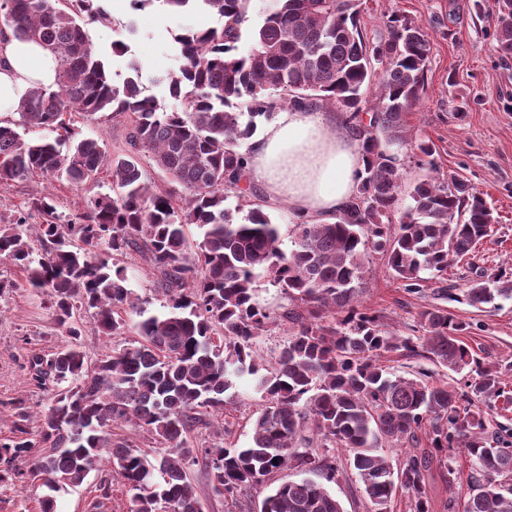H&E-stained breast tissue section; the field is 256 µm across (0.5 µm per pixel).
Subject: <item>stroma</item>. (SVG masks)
Listing matches in <instances>:
<instances>
[{"mask_svg": "<svg viewBox=\"0 0 512 512\" xmlns=\"http://www.w3.org/2000/svg\"><path fill=\"white\" fill-rule=\"evenodd\" d=\"M368 36L378 35L387 16L397 12L421 22L433 43L426 94L413 116L415 132L430 139L436 148L437 172L454 175L484 193L497 218L489 237L448 270V285L466 287L479 272H495L512 261V60L501 61L493 49L492 19L497 0H361ZM111 16L108 25L88 26L96 51L106 56L114 84L129 76V60L141 65L144 94L165 96L161 76L177 69L179 61L172 37L185 27L211 28L218 19L207 12L171 14L159 8L134 10L105 0ZM121 42L128 52L113 55L111 45ZM467 106L464 119H455L458 106ZM112 191L111 181L75 186L36 176L28 181L0 185V224L25 217L39 224L42 214L31 210L34 197L52 193L60 218L83 213L90 198ZM130 288L148 299L149 311L162 310L167 297L156 277L137 254L121 258ZM16 288L0 293V434L7 432L17 410L37 414L49 403V395L31 378L30 360L48 353L62 336L47 308L44 296L29 288L24 272L7 269ZM366 308L386 316L395 332L408 334L417 313L438 304L432 288L409 294L403 283L374 259L373 272L361 297ZM449 312L470 326L466 338L488 364L512 362V300L498 309H477L448 302ZM237 395L224 409L223 430L202 429L193 436L196 445L247 446L259 396L250 378L238 380ZM188 476L206 504L205 512H256V506L272 486L293 479L284 469L269 480L242 491L235 500L214 496L205 474L189 467Z\"/></svg>", "mask_w": 512, "mask_h": 512, "instance_id": "stroma-1", "label": "stroma"}]
</instances>
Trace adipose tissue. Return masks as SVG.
I'll return each mask as SVG.
<instances>
[{
	"instance_id": "1",
	"label": "adipose tissue",
	"mask_w": 512,
	"mask_h": 512,
	"mask_svg": "<svg viewBox=\"0 0 512 512\" xmlns=\"http://www.w3.org/2000/svg\"><path fill=\"white\" fill-rule=\"evenodd\" d=\"M57 61L40 44L0 41V113L16 111L28 91L56 81ZM362 168L358 146L336 115L288 109L250 140L248 179L268 200L284 201L296 219L333 222Z\"/></svg>"
}]
</instances>
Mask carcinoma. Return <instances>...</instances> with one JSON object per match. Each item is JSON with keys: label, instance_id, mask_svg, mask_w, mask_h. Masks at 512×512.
Listing matches in <instances>:
<instances>
[{"label": "carcinoma", "instance_id": "cac0c4a2", "mask_svg": "<svg viewBox=\"0 0 512 512\" xmlns=\"http://www.w3.org/2000/svg\"><path fill=\"white\" fill-rule=\"evenodd\" d=\"M103 2L0 0L11 35L40 44L58 66L54 85L22 99L19 120L0 121V183L40 175L79 185L107 166L113 191L66 224L51 194L31 202L46 223L0 224V261L27 273L66 337L32 357V380L51 392L50 403L35 421L17 412L0 436V487L38 479L47 489L40 512H55V493L107 462L131 494L129 512H204L186 465L201 466L226 500L286 467L300 479L277 485L258 512H346L327 484L351 476L367 512H392L400 492L411 512H430L426 475L436 469L448 484V512H512V429L495 420L498 401L512 405L502 380L512 364L484 363L464 341L468 324L446 307L419 312L414 335L400 336L360 299L376 254L409 293L429 278L440 298L472 307L512 299V262L458 293L446 286L448 267L492 232L482 193L455 176H429L402 204L399 152L434 166V144L414 137L410 122L432 52L422 25L392 14L371 41L358 0H276L254 25L248 0H131L135 10L206 8L220 20L174 36L180 65L165 78L166 100L143 95L135 61L133 76L112 83L85 31L110 23ZM245 34L252 45L243 53ZM494 40L499 57L512 59V0L499 2ZM285 105L339 110L363 161L335 222L290 225L286 249L272 205L245 180L257 120ZM76 114L122 119L126 150L110 157L99 140L77 137ZM33 128L57 136L19 133ZM142 156L184 195L153 192ZM190 226L199 231L194 242ZM131 252L156 275L166 311L146 315L128 288L118 257ZM263 282L288 296V309L276 315L257 302ZM83 311L104 337L123 335L128 319L140 317L142 341L88 363L76 343ZM278 321L288 338L266 358L259 338ZM390 353L427 358L460 382L400 374L382 364ZM243 375L261 399L250 444L195 446L193 433L219 423ZM122 424L147 432L162 452L114 437ZM394 447L396 465L384 453ZM460 456L469 463L464 488ZM26 457L29 469L14 465Z\"/></svg>", "mask_w": 512, "mask_h": 512}]
</instances>
